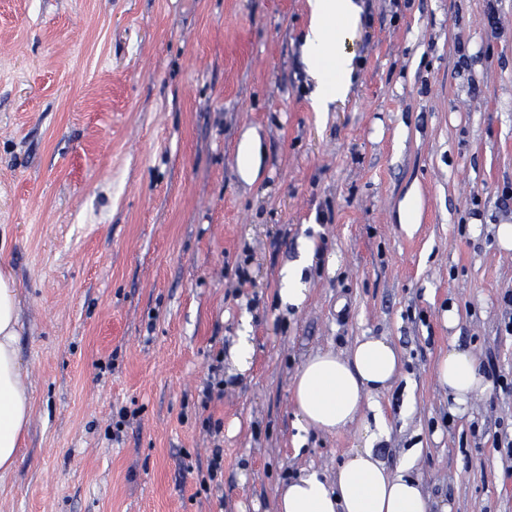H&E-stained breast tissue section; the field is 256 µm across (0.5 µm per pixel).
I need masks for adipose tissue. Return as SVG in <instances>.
Listing matches in <instances>:
<instances>
[{
	"mask_svg": "<svg viewBox=\"0 0 512 512\" xmlns=\"http://www.w3.org/2000/svg\"><path fill=\"white\" fill-rule=\"evenodd\" d=\"M307 4L304 49L315 81L314 107L325 112L349 90L352 58L344 43L360 22V10L354 0ZM21 329L18 290L0 269V476L14 469L31 420V398L22 382L17 349ZM401 366L402 353L387 337L362 336L346 353L319 351L299 367L292 388L299 430L333 434L353 426L360 445L345 455L334 480L315 471L292 478L280 490L274 512H428L420 482L411 474L412 462L393 472L376 454L389 432L378 396L398 377ZM436 375L455 414L464 413L490 388L474 353L455 345L440 357Z\"/></svg>",
	"mask_w": 512,
	"mask_h": 512,
	"instance_id": "ef3b65f1",
	"label": "adipose tissue"
}]
</instances>
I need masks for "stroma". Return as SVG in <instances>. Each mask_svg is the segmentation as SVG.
I'll return each instance as SVG.
<instances>
[{
  "label": "stroma",
  "mask_w": 512,
  "mask_h": 512,
  "mask_svg": "<svg viewBox=\"0 0 512 512\" xmlns=\"http://www.w3.org/2000/svg\"><path fill=\"white\" fill-rule=\"evenodd\" d=\"M356 2L350 92L318 112L306 0H0V263L32 399L0 512H274L358 445L295 448L292 382L360 336L404 356L385 465L419 447L434 512H512V0ZM307 239L308 297L282 308ZM452 344L492 383L462 415ZM240 172L245 180H251L255 174L258 155V142L251 136H246L238 149ZM254 343L252 336H238L237 343L231 354L232 367L244 373L252 364Z\"/></svg>",
  "instance_id": "stroma-1"
}]
</instances>
